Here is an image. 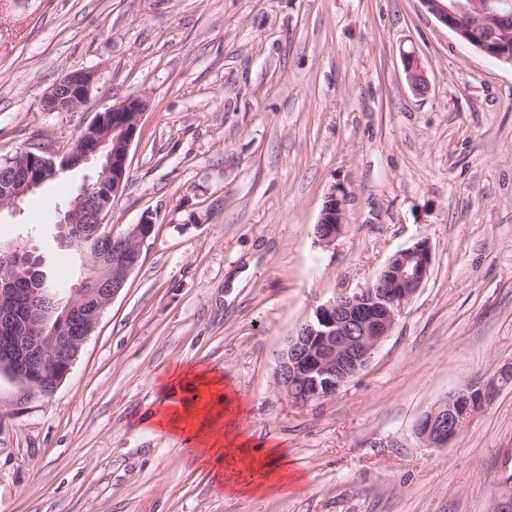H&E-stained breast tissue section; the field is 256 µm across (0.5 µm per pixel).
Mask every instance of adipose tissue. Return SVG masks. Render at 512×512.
Here are the masks:
<instances>
[{"label":"adipose tissue","instance_id":"obj_1","mask_svg":"<svg viewBox=\"0 0 512 512\" xmlns=\"http://www.w3.org/2000/svg\"><path fill=\"white\" fill-rule=\"evenodd\" d=\"M244 409L223 377L209 369L173 372L162 385V399L144 425L192 442L205 464H221L232 475L224 482L228 494H258L294 484L281 448L261 447L240 430Z\"/></svg>","mask_w":512,"mask_h":512}]
</instances>
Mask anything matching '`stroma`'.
<instances>
[{
  "instance_id": "35a3bbf8",
  "label": "stroma",
  "mask_w": 512,
  "mask_h": 512,
  "mask_svg": "<svg viewBox=\"0 0 512 512\" xmlns=\"http://www.w3.org/2000/svg\"><path fill=\"white\" fill-rule=\"evenodd\" d=\"M78 67L98 73L86 105L44 111ZM132 95L145 110L109 221L153 231L53 395L0 374V512H499L512 384L448 447L412 428L512 364V66L420 0H0V161L67 151ZM94 173L0 214V242L36 251L60 288L82 261L59 244V209ZM335 190L345 230L324 247L314 228ZM421 239L431 275L369 366L289 404L274 383L285 338ZM188 367L235 388L242 427L284 449L296 486L227 495L191 444L142 429Z\"/></svg>"
}]
</instances>
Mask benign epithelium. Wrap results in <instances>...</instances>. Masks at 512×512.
<instances>
[{"instance_id":"benign-epithelium-1","label":"benign epithelium","mask_w":512,"mask_h":512,"mask_svg":"<svg viewBox=\"0 0 512 512\" xmlns=\"http://www.w3.org/2000/svg\"><path fill=\"white\" fill-rule=\"evenodd\" d=\"M425 10L484 55L512 66L508 20L512 0H420ZM404 68L412 88L426 87L424 68L407 54ZM96 73L68 70L43 98L47 112H75L89 100ZM145 104L131 96L85 127L71 149L54 154L40 146L27 147L0 166V211L20 209L25 197L50 177L92 163L96 175L87 178L70 199L60 220V243L77 247L83 258L97 264L96 242L105 239L108 276L88 290L89 280L70 289L68 301H55L46 287L42 260L19 245L0 244V372L21 391L51 395L70 373L76 357L94 331L105 307L137 267L149 237L144 223L116 234L108 222L112 202L124 188L129 150ZM345 194L331 193L319 219V242L330 246L344 231ZM432 249L421 240L396 252L366 287L341 293L316 308L296 334L288 337L277 357L280 393L291 404L306 406L335 395L364 370L375 351L391 335L398 317L428 280ZM31 283L32 302L23 313L10 304L16 275ZM496 379L479 392L462 386L425 410L414 423V435L425 445L445 448L476 411L495 394Z\"/></svg>"}]
</instances>
